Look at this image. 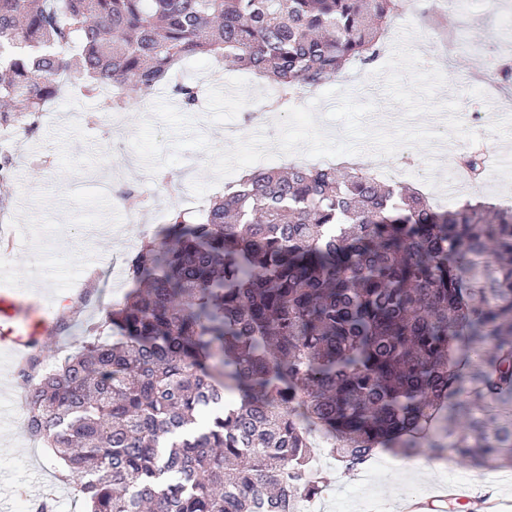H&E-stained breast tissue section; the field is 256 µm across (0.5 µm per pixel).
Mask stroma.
<instances>
[{
    "instance_id": "1",
    "label": "stroma",
    "mask_w": 512,
    "mask_h": 512,
    "mask_svg": "<svg viewBox=\"0 0 512 512\" xmlns=\"http://www.w3.org/2000/svg\"><path fill=\"white\" fill-rule=\"evenodd\" d=\"M447 18L452 19V28L444 27ZM408 24L414 28L408 44L419 55L421 69H440L446 78L436 93L437 101L455 98L461 112H480L487 117L484 148L493 181L476 189L465 187L461 197L477 195L499 202L501 196L512 192V152L499 150L501 143L512 145V109L498 111L472 74L478 57L504 55L512 38L499 31L497 16L484 0H473L466 14L449 6L448 0H404L376 62L350 65L330 81V88L360 101H376L378 109L369 118V126L382 128L398 122L403 110L387 99L377 70L388 61ZM178 79L201 88V101L191 115L196 131L214 146L230 147L236 138L260 130L276 136V121L283 111L272 104L275 90L270 82L206 59L186 63ZM218 84L225 86V95L215 93ZM156 99L177 101L170 86H160L153 99L131 98L128 109L113 113L107 125L97 98L68 90L49 106L36 130L16 127L13 176L7 185H0V199L10 202L9 215L0 221V228L14 243L9 246L0 241V280L25 293L35 281H42V293L52 306L75 301L79 304L77 321L97 320L127 289L126 256L160 232L168 211L198 209L208 198L223 195V184H211L207 156L200 151L183 152L180 163L170 166L179 182L178 192L166 191L145 171L130 140ZM445 143L448 153L442 161L433 152L406 146L399 156L377 157L376 164L390 169L400 156H407L428 183L434 184L468 148L465 140L454 135ZM197 180L209 185L205 197H195L192 192L191 185ZM126 184H145L152 191L136 224L130 223L115 195L116 188ZM91 225L103 229L96 241L101 261L93 267L104 279L95 285L85 276L91 267L85 259V231ZM20 391L17 367L0 364V512H26L29 501L50 484L56 487L57 512H84L83 501L72 486L57 484L58 468L47 449L26 433L24 416L15 406ZM382 460L386 462L382 468L373 461L367 464L365 472L372 477L366 481L363 472H343L335 461L324 459L322 500H335L338 512H360L365 501L372 504L373 512H391L402 501H427L438 487L453 482L468 489L469 512H512V477H505L503 471H481L474 481L471 467L434 457L426 447L410 459L387 451Z\"/></svg>"
}]
</instances>
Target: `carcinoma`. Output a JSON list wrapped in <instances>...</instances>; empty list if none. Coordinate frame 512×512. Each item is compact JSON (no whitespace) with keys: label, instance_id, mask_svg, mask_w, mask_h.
Listing matches in <instances>:
<instances>
[{"label":"carcinoma","instance_id":"cac0c4a2","mask_svg":"<svg viewBox=\"0 0 512 512\" xmlns=\"http://www.w3.org/2000/svg\"><path fill=\"white\" fill-rule=\"evenodd\" d=\"M401 0H0V125L66 86L147 97L209 55L285 107L373 62ZM194 109L201 89L177 83ZM132 288L49 370H18L24 425L85 512H297L379 448L512 467V207L434 206L348 166L241 174L173 209Z\"/></svg>","mask_w":512,"mask_h":512}]
</instances>
